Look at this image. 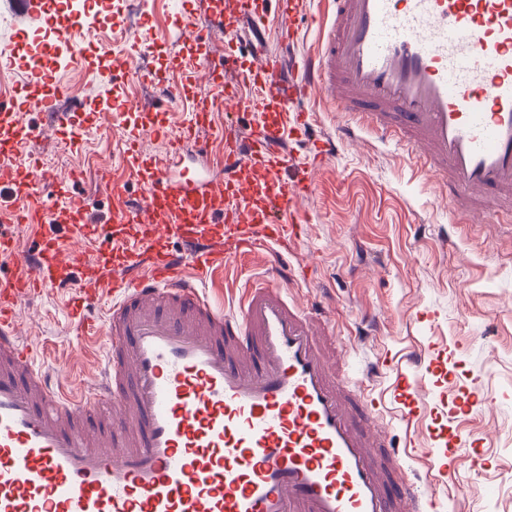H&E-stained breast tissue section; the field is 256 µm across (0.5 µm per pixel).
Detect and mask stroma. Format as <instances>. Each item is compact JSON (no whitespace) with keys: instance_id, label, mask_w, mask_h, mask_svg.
<instances>
[{"instance_id":"obj_1","label":"stroma","mask_w":512,"mask_h":512,"mask_svg":"<svg viewBox=\"0 0 512 512\" xmlns=\"http://www.w3.org/2000/svg\"><path fill=\"white\" fill-rule=\"evenodd\" d=\"M235 2L146 0L149 46L109 83V39L125 28L126 16L118 0H101L99 44L80 47L82 62L55 73L77 105L73 123L62 128L43 113H27L24 123L39 127L42 138L0 155V165L49 170L54 179L40 193L54 215L80 199L90 223H111L104 188L128 173V130L139 134L144 151L165 153L196 108L203 64L233 50L250 68L246 39L259 23L269 50L279 52L274 0H252L245 15ZM218 8L226 28L201 42L185 35L186 22L204 25ZM138 65L152 72L153 83L130 79ZM169 88L180 92L175 119L155 109ZM360 136L316 174L318 190L303 206L305 231L288 256V297L319 310L317 342L332 375L350 356L361 384L383 394L388 378L363 369L393 358L418 381L422 416L392 424L393 441L408 443L403 468L421 471L420 446L433 431L465 435L466 454L480 456L478 467L462 466L449 485L421 484L433 512H512V217L491 207L471 225L456 223L447 189L425 177L407 147L366 130ZM264 272L262 256L238 259L224 275L220 303L233 306ZM73 297L70 288L42 290L20 305L17 324L52 382L76 387L91 379L105 346L78 335L69 317ZM435 358L440 368L432 367ZM462 389L484 396L486 406L465 414L441 403V395Z\"/></svg>"}]
</instances>
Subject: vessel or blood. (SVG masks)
<instances>
[{"label": "vessel or blood", "mask_w": 512, "mask_h": 512, "mask_svg": "<svg viewBox=\"0 0 512 512\" xmlns=\"http://www.w3.org/2000/svg\"><path fill=\"white\" fill-rule=\"evenodd\" d=\"M332 2L316 52L275 57L255 41L247 76L225 54L169 151L133 157L141 194L107 182L110 225L89 223L84 202L70 203L68 221L93 252L68 247L54 224L36 190L46 171L22 178L0 167V190L24 202L0 204V258L14 267L0 277V512H426L400 472L378 401L359 393L365 416L356 423L285 285L246 288L230 310L207 288L246 254L282 262L317 172L356 139L346 125L303 160L279 152L286 133L312 130L297 105L316 94L415 151L464 220L491 199L512 211V0ZM304 4L277 0L284 43L295 42ZM22 7L42 12L69 43L68 27L39 0ZM66 94L57 86L21 103L1 99L0 123H20L35 108L64 124ZM218 109L223 179L172 176L188 151L206 153L198 131ZM243 111L253 116L246 126ZM68 283L77 288L72 320L107 343L87 393L50 386L15 316L32 293ZM105 297L112 304L94 320ZM385 369L401 419L419 417L418 386L400 364ZM94 407L108 411L109 437L85 426ZM461 441L455 434L422 449L429 482L457 471ZM392 474L394 497L385 490Z\"/></svg>", "instance_id": "obj_1"}]
</instances>
